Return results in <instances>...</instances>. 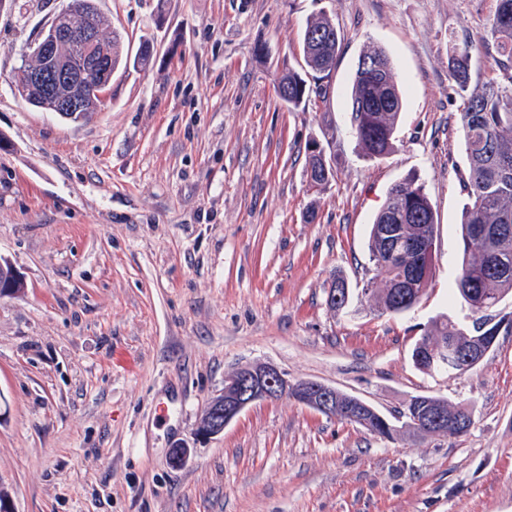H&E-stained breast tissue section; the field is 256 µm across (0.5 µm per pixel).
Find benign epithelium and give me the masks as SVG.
<instances>
[{
    "mask_svg": "<svg viewBox=\"0 0 512 512\" xmlns=\"http://www.w3.org/2000/svg\"><path fill=\"white\" fill-rule=\"evenodd\" d=\"M92 9L86 0H73L61 13L55 15L47 28L31 42L32 53L38 65L19 72L15 91L30 93L34 98L52 99L68 113L81 110L87 97L103 101L112 93V55L109 47L99 39L91 27ZM77 44L83 56L76 63L63 49ZM424 279L415 270H408L400 279L397 305L401 313L413 310L424 289ZM25 284L23 276L12 265L0 277V296L11 295ZM486 354H470L466 361H448L444 344L437 345V354L431 359L435 370H448L457 375L468 371L485 359ZM289 396L308 408L330 417L336 416V389L316 381L288 382L276 366L255 362L237 368L224 380V390L211 398L200 418L197 434L214 438L242 412L258 402L273 401ZM416 402L410 398L404 405L401 419L403 429L424 436H444L448 432V414L444 410L427 409L410 414Z\"/></svg>",
    "mask_w": 512,
    "mask_h": 512,
    "instance_id": "1",
    "label": "benign epithelium"
}]
</instances>
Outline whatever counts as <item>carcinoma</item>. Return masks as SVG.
Wrapping results in <instances>:
<instances>
[{"label":"carcinoma","instance_id":"cac0c4a2","mask_svg":"<svg viewBox=\"0 0 512 512\" xmlns=\"http://www.w3.org/2000/svg\"><path fill=\"white\" fill-rule=\"evenodd\" d=\"M94 25L109 45L112 65L122 59L120 37L110 34V23L101 12H95ZM490 35L496 42L493 58L498 79L482 88H470L471 56L464 49L452 55L448 80L461 93L460 113L462 147L467 167L463 189L467 202L462 211L460 264L448 286V304L465 302L470 324L453 320L448 314L434 317L421 336L423 340L443 338L458 346L460 358L479 345L482 337L492 335L500 325L488 311L479 310L482 298L501 302L512 295V0H496L488 19ZM341 37L335 23L327 15L310 19L300 33V46L306 67L326 78L336 68ZM366 57L379 59L381 72L355 71L348 96L347 111L353 134L363 154L378 158L388 154L404 105L402 83L386 52L369 47ZM279 97L290 108L306 103L307 83L290 70L278 84ZM435 216L424 186L413 176H406L388 191L385 203L376 214L368 239L377 288L372 298L385 312L395 308L393 290L401 268L414 267L420 257L411 251L409 241L418 237H434ZM397 229L396 242L386 248L381 235L383 226ZM425 405L443 403L448 407V438L467 434L472 426L466 409L442 397L418 395Z\"/></svg>","mask_w":512,"mask_h":512}]
</instances>
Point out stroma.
I'll return each instance as SVG.
<instances>
[{"label": "stroma", "mask_w": 512, "mask_h": 512, "mask_svg": "<svg viewBox=\"0 0 512 512\" xmlns=\"http://www.w3.org/2000/svg\"><path fill=\"white\" fill-rule=\"evenodd\" d=\"M67 0H0V257L25 279L0 297V489L15 512H512V298L474 370L427 374L414 344L449 306L466 170L452 49L472 85L495 73V0H96L123 50L112 95L74 124L13 90L20 56ZM327 14L335 70L308 73L299 33ZM383 49L405 90L393 150L366 157L346 91ZM324 85L288 108L285 71ZM334 177L313 189L311 144ZM431 200L435 265L405 315L367 290V239L390 187ZM344 277L349 307L327 292ZM264 361L383 414L416 395L473 406L456 439L388 441L290 398L197 435L224 379ZM192 449L168 463L173 443Z\"/></svg>", "instance_id": "1"}]
</instances>
